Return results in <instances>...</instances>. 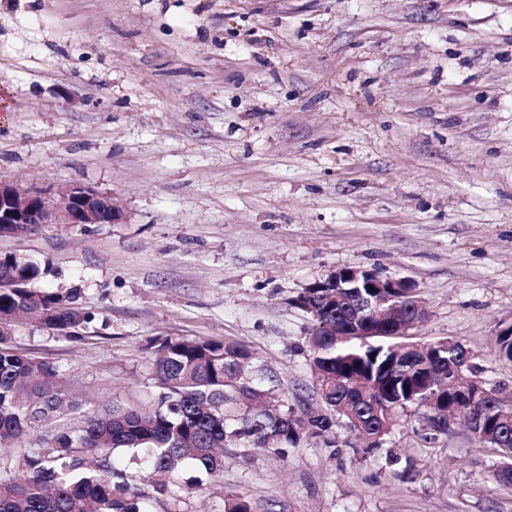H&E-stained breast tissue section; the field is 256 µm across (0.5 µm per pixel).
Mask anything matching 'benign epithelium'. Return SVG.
Returning <instances> with one entry per match:
<instances>
[{"instance_id": "7a95c632", "label": "benign epithelium", "mask_w": 512, "mask_h": 512, "mask_svg": "<svg viewBox=\"0 0 512 512\" xmlns=\"http://www.w3.org/2000/svg\"><path fill=\"white\" fill-rule=\"evenodd\" d=\"M125 218L114 198L82 186L69 185L55 192L23 189L0 181V225L24 224L34 232L45 224H118ZM335 288H410L406 280L382 277L362 268H342L310 286Z\"/></svg>"}]
</instances>
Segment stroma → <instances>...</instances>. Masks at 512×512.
Segmentation results:
<instances>
[{
	"instance_id": "1",
	"label": "stroma",
	"mask_w": 512,
	"mask_h": 512,
	"mask_svg": "<svg viewBox=\"0 0 512 512\" xmlns=\"http://www.w3.org/2000/svg\"><path fill=\"white\" fill-rule=\"evenodd\" d=\"M0 181L113 196L127 219L46 224L0 251L49 265L92 319L14 344L80 399L147 402L150 344H238L250 376L315 405L295 298L340 268L415 284L420 341H460L512 392V0H0ZM402 415L381 448L224 451L150 512H512L496 454Z\"/></svg>"
}]
</instances>
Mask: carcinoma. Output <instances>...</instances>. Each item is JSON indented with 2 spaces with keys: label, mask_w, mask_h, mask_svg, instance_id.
Instances as JSON below:
<instances>
[{
  "label": "carcinoma",
  "mask_w": 512,
  "mask_h": 512,
  "mask_svg": "<svg viewBox=\"0 0 512 512\" xmlns=\"http://www.w3.org/2000/svg\"><path fill=\"white\" fill-rule=\"evenodd\" d=\"M48 266L0 256V332L22 319L71 339L89 315L76 303L78 289H34ZM377 288H345L339 301L317 289L310 314L316 327L308 343L313 381L322 408H275L265 392L240 397L234 381L250 353L210 339L165 338L153 351L155 390L145 407L108 404L85 411L66 397L54 363L23 353L0 335V444L17 443L0 460V512H146L149 495L127 469L114 464L119 450L143 462V477L165 495L176 473L194 466L201 476L187 490L213 485L224 472V449L245 440L278 453L305 437L331 443L344 424L361 451L377 450L402 413L422 411L435 432H448L463 405L460 390L481 386L471 439L496 448L494 477L512 485V394L489 386L461 342L413 341L426 318L411 295L397 290L400 332L343 336L355 307Z\"/></svg>",
  "instance_id": "obj_1"
}]
</instances>
